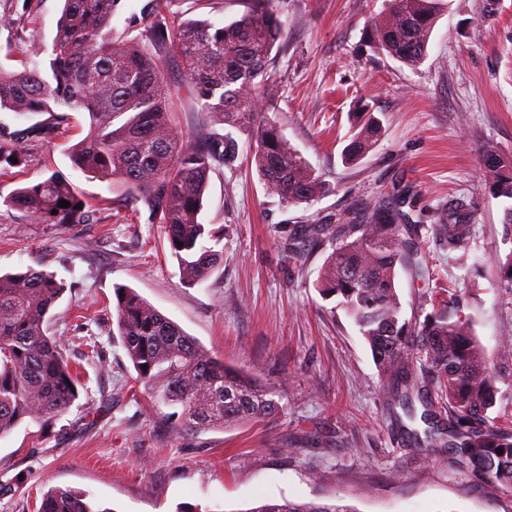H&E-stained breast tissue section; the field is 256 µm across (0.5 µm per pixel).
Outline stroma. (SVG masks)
<instances>
[{
	"label": "stroma",
	"mask_w": 512,
	"mask_h": 512,
	"mask_svg": "<svg viewBox=\"0 0 512 512\" xmlns=\"http://www.w3.org/2000/svg\"><path fill=\"white\" fill-rule=\"evenodd\" d=\"M484 0H449L426 58L411 68L374 51L382 0H271L285 24L274 52L268 115L327 195L287 205L267 194L246 158L214 163L200 215L224 229V260L209 279L181 282L147 209L116 206L119 190L75 168L69 146L87 130L75 114L59 133L45 118L0 112V142L16 140L25 162L0 168V193L57 175L91 213L85 224H50L0 204V271L32 266L67 284L48 333L65 343L80 397L51 425L25 420L0 436V512H35L51 488L87 492L112 512H249L258 502H336L355 512H512V498L450 461L421 450L396 421L370 348L338 300L321 294L320 270L336 242L324 238L304 264L286 246L313 224L335 223L378 199L407 200L422 227L415 263L398 268L402 317L439 307L470 322L488 355L512 329V227L503 200L484 187L485 146L512 156V0L485 14ZM62 0H0V64L46 65ZM175 19H234L238 0H167ZM165 81L176 121L200 142L215 126L186 91L181 68ZM368 106L384 133L356 164L341 152L353 114ZM472 205L470 246L449 251L434 225L448 200ZM118 287L134 289L225 364L279 395L267 422L184 432L172 407L136 381L112 323ZM22 485H15V478Z\"/></svg>",
	"instance_id": "1"
}]
</instances>
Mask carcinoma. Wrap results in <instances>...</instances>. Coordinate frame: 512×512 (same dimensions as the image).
I'll use <instances>...</instances> for the list:
<instances>
[{
	"instance_id": "1",
	"label": "carcinoma",
	"mask_w": 512,
	"mask_h": 512,
	"mask_svg": "<svg viewBox=\"0 0 512 512\" xmlns=\"http://www.w3.org/2000/svg\"><path fill=\"white\" fill-rule=\"evenodd\" d=\"M121 0H64L48 54V70L0 67V112L18 116L47 113L51 129L70 112L88 117L86 135L70 147L72 164L91 178L123 189L124 199L142 203L161 225L178 261L183 283L204 282L222 254L207 242L221 232L200 222L212 162L231 164L240 154L234 132L250 134L247 153L266 191L290 205L309 204L326 192L323 181L288 143L280 127L259 107L273 74L271 55L283 23L269 0H243L242 14L222 25L209 20L170 19L163 0H146L112 25ZM444 0H384L374 22L376 48L409 67L427 56ZM181 63L202 111L224 133L213 132L204 147L188 143L173 120L164 70ZM382 122L363 112L342 151L359 161L382 133ZM484 184L512 201V161L482 152ZM70 206H59L60 200ZM3 204L52 224H79L86 203L68 182L51 175L23 184ZM470 204L448 202V223L435 235L448 250L466 249ZM361 235L343 241L327 258L319 284L358 326L387 385L408 416L413 394L425 406H440L448 430L424 431L431 447L451 449L455 464L501 490H512V428L490 424L502 369L512 366V339H504L499 360L488 359L468 324L440 312L420 325L401 320L397 266L413 251L400 237L398 207L366 204ZM355 218L310 230L308 242L346 235ZM182 246H177V242ZM66 291L56 274L28 266L0 275V436L26 419L45 423L67 413L79 398V379L50 336L49 313ZM115 322L137 379L181 409L184 429L201 432L260 422L279 414L276 393L256 379L224 365L175 322L129 288L115 290ZM37 512H114L89 494L53 488ZM248 512H356L345 504L261 502Z\"/></svg>"
}]
</instances>
